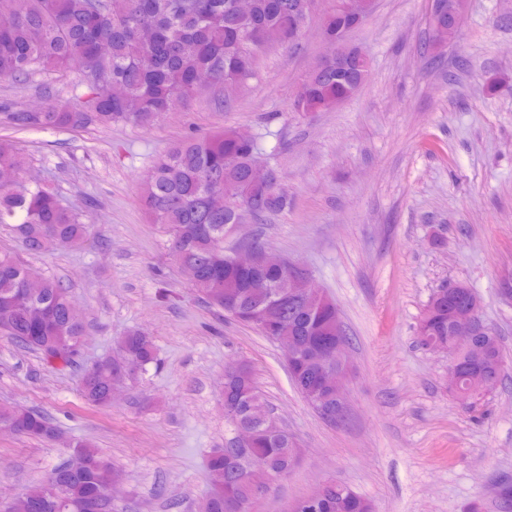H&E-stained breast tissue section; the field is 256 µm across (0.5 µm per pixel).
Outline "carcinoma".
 Listing matches in <instances>:
<instances>
[{"instance_id":"obj_1","label":"carcinoma","mask_w":512,"mask_h":512,"mask_svg":"<svg viewBox=\"0 0 512 512\" xmlns=\"http://www.w3.org/2000/svg\"><path fill=\"white\" fill-rule=\"evenodd\" d=\"M93 0H0V80H16L37 71H84L93 65L109 71L108 84L91 88V97L47 112H12L18 127L69 129L88 123L109 126L116 122L152 124L194 92L193 78L204 74L211 83L230 86L255 76L256 53L266 42H295L304 20L302 0H251L239 12L233 0H120L116 14ZM364 20L333 11L324 22L328 37L344 36ZM108 44L109 55L98 61L99 43ZM363 70L349 58L342 63L326 60L302 84L294 103L313 112L332 109L347 97L353 80ZM258 155L257 143L226 128L205 137H187L160 155L141 184V205L150 222L163 226L181 270L210 305L247 326L251 316L263 314L274 334L294 341L299 348L291 379L298 391L319 393L331 403L330 391L321 381L329 355L318 350L336 336V307L320 304L315 295L288 294V268H269L263 276L271 288L257 296L247 288L248 275L237 271L224 252L225 226L246 215H276L290 205L288 194L272 179L271 187L256 188L240 209L216 206L224 190L246 183L250 165ZM0 169L19 172L24 158L0 143ZM0 224H11L27 250L79 245L88 232L77 213L61 205L57 195L41 182L22 180L0 187ZM67 293L53 279L43 277L9 254L0 253V333L27 349L39 352L49 363L73 364L83 323L66 303ZM469 296L446 288L434 290L420 320L421 345L447 342L449 312L467 304ZM486 355L467 362L463 388L485 380L495 390L504 372L500 337H482ZM117 348L128 366L97 368L84 375L81 391L94 407L110 405L112 385L155 360L151 337L132 331ZM224 414L246 424L252 442L243 449H213L207 457L209 491L202 512H231L256 498L242 479L259 468L271 474L288 472L295 462V443L273 415L255 385L252 373H232L226 382ZM0 426L18 435L51 440L56 429L34 410L0 407ZM65 487L60 512H80L87 500L103 497L107 485L106 462L97 449L77 445L71 456L53 469ZM316 512H372V504L342 484H325Z\"/></svg>"}]
</instances>
